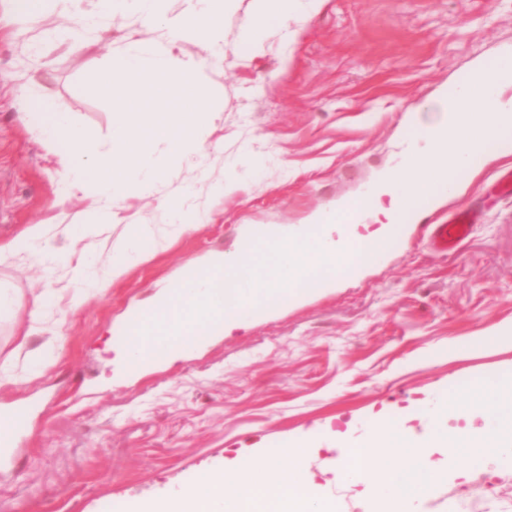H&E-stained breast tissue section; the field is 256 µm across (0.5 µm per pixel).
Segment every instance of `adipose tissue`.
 I'll return each instance as SVG.
<instances>
[{
	"label": "adipose tissue",
	"instance_id": "obj_1",
	"mask_svg": "<svg viewBox=\"0 0 512 512\" xmlns=\"http://www.w3.org/2000/svg\"><path fill=\"white\" fill-rule=\"evenodd\" d=\"M197 8L179 15L168 14L166 0H97V14L77 13L85 27L97 17L125 8H136L174 41L199 40L216 47L223 40L224 17L236 0H198ZM254 17L242 31L243 50H255L266 30L284 25L303 9L320 0H254ZM310 450L292 443L284 457L254 448L225 459L218 471L167 496L142 505L140 512H336L333 501L319 495L309 473Z\"/></svg>",
	"mask_w": 512,
	"mask_h": 512
}]
</instances>
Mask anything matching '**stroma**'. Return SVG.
<instances>
[{"instance_id": "stroma-1", "label": "stroma", "mask_w": 512, "mask_h": 512, "mask_svg": "<svg viewBox=\"0 0 512 512\" xmlns=\"http://www.w3.org/2000/svg\"><path fill=\"white\" fill-rule=\"evenodd\" d=\"M253 12V0H239L225 16L221 56L164 42L173 57L204 62V153L177 162L158 149L152 193L124 188L111 223L76 240L70 229L85 223L93 190L59 201L21 103L45 97L108 148V58L164 41L163 32L118 12L109 32L75 53L60 35L75 27L68 11L22 25L11 0H0V286L15 297L0 319V410H27L0 457V512H135L236 453L258 446L277 455L295 441L313 450L320 493L339 512H365L357 485L321 472L333 447L385 424L423 433L442 394L512 375V346L466 349L473 337L512 330V197L491 189L512 157L493 146L458 174L453 198L418 203L356 277L139 379L121 377L133 307L185 266L232 251L242 232L306 225L366 191L397 164L417 106L512 52V0H322L242 55ZM172 199L209 221L160 248L143 243L148 259L105 295H85L72 315L69 264L5 250L28 225L44 224L53 251L103 273L131 225L169 224ZM456 208L479 215L471 239L454 255L433 251L426 224ZM49 346L55 364L29 377L27 356ZM423 512H512V458L485 469L455 460Z\"/></svg>"}]
</instances>
